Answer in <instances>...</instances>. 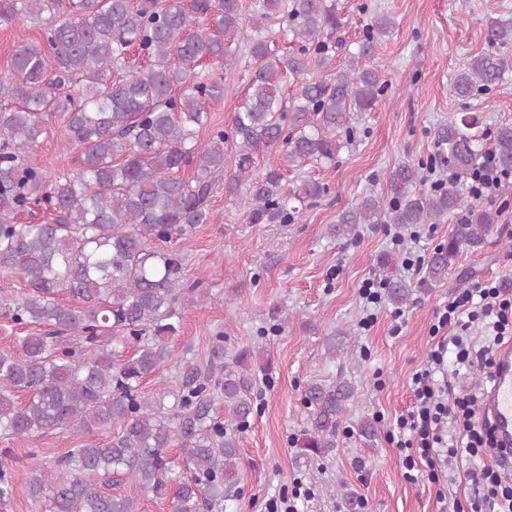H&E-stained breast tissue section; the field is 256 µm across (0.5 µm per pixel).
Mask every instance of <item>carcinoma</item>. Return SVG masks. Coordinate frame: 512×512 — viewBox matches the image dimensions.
<instances>
[{
	"label": "carcinoma",
	"mask_w": 512,
	"mask_h": 512,
	"mask_svg": "<svg viewBox=\"0 0 512 512\" xmlns=\"http://www.w3.org/2000/svg\"><path fill=\"white\" fill-rule=\"evenodd\" d=\"M242 11L241 0H192L188 8L181 0H70L66 13L61 0H0L1 28L36 21L48 46L19 47L0 74V269L27 284L8 309L11 320L37 327L17 337L16 352H0V439L110 431L107 442L72 448L32 478L30 494L46 499L49 512H140L134 494L107 492L95 477L106 486L128 482L171 503L172 512H213L235 497L241 433L253 413L248 351L226 359L218 343L212 358L221 362V377L190 363L171 389H145L170 358L167 340L181 332L188 301L180 252L159 244L186 240L209 223L220 183L231 195L248 185L250 224L292 221L296 203L323 195L316 181L283 185L282 169L330 164L356 141L354 114L371 111L390 87L363 62L394 30L388 16L371 17L344 67L288 98L285 76L305 73L336 49L337 0H250L248 29ZM202 15L213 30L199 27ZM274 25L291 52L278 54ZM484 40L485 51L454 82L461 98L491 92L512 72V18L489 20ZM243 42L253 61L248 92L230 130L202 141L209 105L224 97L216 70L237 67ZM132 51L142 65H128ZM53 124L79 162L75 174L55 180L30 160ZM477 124L463 115L436 130L430 166L451 171L438 186L422 189L420 168L401 163L384 191L361 195L338 215L336 235L386 220L441 224L460 213L426 262L427 280L444 279L463 251L486 244L498 221L469 191L484 158L482 138L471 132ZM272 148L279 169L256 172L257 157ZM493 152L495 167L512 172V124L496 128ZM188 168L190 177L182 175ZM36 209L50 221L17 222ZM397 265L393 254L378 258L387 296L401 307L413 290ZM63 293L73 302L58 300ZM219 394L226 420L213 411ZM353 397L344 381L307 385L312 418L297 439L300 456L323 457L335 447ZM13 489L12 470L0 461L1 506Z\"/></svg>",
	"instance_id": "1"
}]
</instances>
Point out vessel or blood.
Masks as SVG:
<instances>
[{
	"mask_svg": "<svg viewBox=\"0 0 512 512\" xmlns=\"http://www.w3.org/2000/svg\"><path fill=\"white\" fill-rule=\"evenodd\" d=\"M494 378L481 392L480 418L490 423L497 442L496 463L512 476V345L502 346L496 356Z\"/></svg>",
	"mask_w": 512,
	"mask_h": 512,
	"instance_id": "vessel-or-blood-1",
	"label": "vessel or blood"
}]
</instances>
